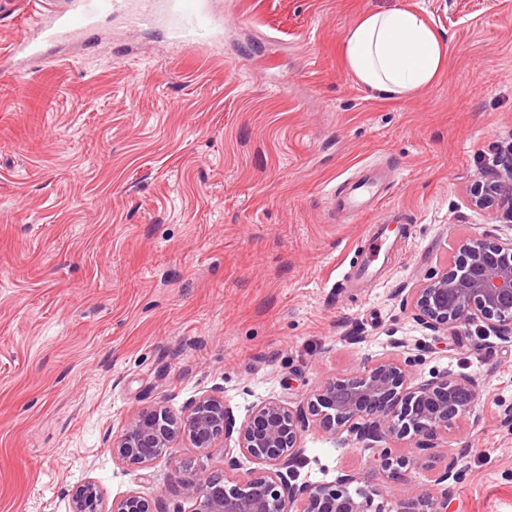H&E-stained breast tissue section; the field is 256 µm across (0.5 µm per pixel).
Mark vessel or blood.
<instances>
[{
    "label": "vessel or blood",
    "mask_w": 512,
    "mask_h": 512,
    "mask_svg": "<svg viewBox=\"0 0 512 512\" xmlns=\"http://www.w3.org/2000/svg\"><path fill=\"white\" fill-rule=\"evenodd\" d=\"M108 19L133 29H162L170 41L194 50L210 47L220 30L207 0H74L69 10L56 14L39 12L22 24L11 53L27 62H37L47 47L94 34ZM386 192V186L371 174L358 175L347 180L340 209L353 218L371 212ZM368 234L378 249L356 265L357 275L367 282L374 276L380 248L388 244L384 226L369 225Z\"/></svg>",
    "instance_id": "1"
}]
</instances>
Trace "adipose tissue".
Returning <instances> with one entry per match:
<instances>
[{
  "label": "adipose tissue",
  "instance_id": "ef3b65f1",
  "mask_svg": "<svg viewBox=\"0 0 512 512\" xmlns=\"http://www.w3.org/2000/svg\"><path fill=\"white\" fill-rule=\"evenodd\" d=\"M446 47L419 14L406 8L365 13L345 35L349 72L369 92L409 98L442 71Z\"/></svg>",
  "mask_w": 512,
  "mask_h": 512
}]
</instances>
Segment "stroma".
<instances>
[{
	"label": "stroma",
	"instance_id": "1",
	"mask_svg": "<svg viewBox=\"0 0 512 512\" xmlns=\"http://www.w3.org/2000/svg\"><path fill=\"white\" fill-rule=\"evenodd\" d=\"M208 51L120 22L28 64L0 16V512H68L98 485L182 504L179 458L139 469L109 446L134 411L178 412L218 387L237 420L265 400L298 403L323 381L427 344L417 378L471 375L480 421L436 448L395 456L464 470L448 512H512V342L458 326L436 339L397 289L454 258L465 237L507 238L473 208L481 152L512 146V0H209ZM418 12L447 48L437 81L409 99L365 91L343 41L366 12ZM390 172L377 209L337 218L332 189ZM404 225L378 285L338 268L368 224ZM362 331L363 342L347 337ZM299 481L334 482L368 454L316 425Z\"/></svg>",
	"mask_w": 512,
	"mask_h": 512
}]
</instances>
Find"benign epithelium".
Instances as JSON below:
<instances>
[{"instance_id":"1","label":"benign epithelium","mask_w":512,"mask_h":512,"mask_svg":"<svg viewBox=\"0 0 512 512\" xmlns=\"http://www.w3.org/2000/svg\"><path fill=\"white\" fill-rule=\"evenodd\" d=\"M508 172L478 182L471 202L480 209L507 202L503 218L512 222V164ZM411 312L434 337L458 325H475L484 335L512 341V237L496 241L461 240L457 256L443 270L411 292ZM476 378L442 375L417 381L408 359H386L348 374L330 378L297 405L277 400L257 404L236 424L234 412L218 390L190 400L175 414L162 403L128 416L121 434L112 441V458L148 468L177 453L188 441L201 461H188L177 471L189 510L174 512H448V486L463 479L456 460L434 472L428 483L394 497L384 510L373 508L378 494L377 473L401 480L410 460L393 455L389 441L408 438L420 449L435 447L440 433L459 418L477 421ZM345 445L371 451L375 471H343L332 484L297 482L303 454L302 437L310 424ZM224 474L207 468L224 441ZM249 456L261 467L244 479L231 475L238 455ZM360 485L355 493L348 486ZM69 512H103L97 484L86 481L71 496ZM110 512H169L161 501H149L130 492L112 501Z\"/></svg>"}]
</instances>
